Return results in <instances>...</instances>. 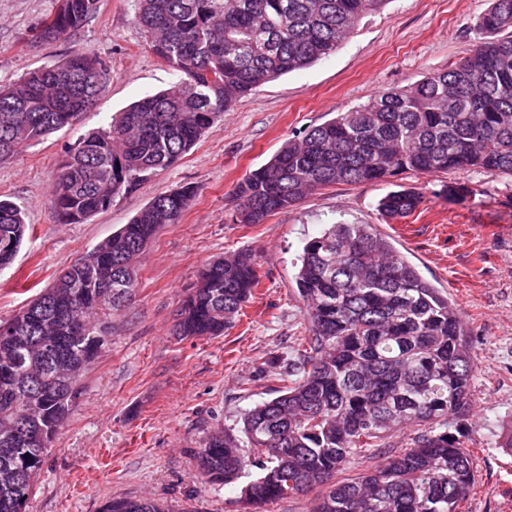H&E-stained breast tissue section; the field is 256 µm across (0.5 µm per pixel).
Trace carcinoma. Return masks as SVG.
<instances>
[{
    "label": "carcinoma",
    "mask_w": 512,
    "mask_h": 512,
    "mask_svg": "<svg viewBox=\"0 0 512 512\" xmlns=\"http://www.w3.org/2000/svg\"><path fill=\"white\" fill-rule=\"evenodd\" d=\"M387 0H139L152 51L180 76L109 127L69 148L53 187L59 223L82 224L175 164L216 118L264 84L333 54ZM99 0H55L44 39L77 31ZM476 41L448 69L391 89L284 144L235 188L232 221L258 224L332 185L404 172L482 170L512 176V0H492ZM109 73L74 54L0 88V160L74 125ZM197 194H160L130 223L64 268L13 318L0 322V512H25L87 366L107 343L108 319L134 295L132 270L157 230L182 220ZM417 193L386 194L388 219L413 213ZM27 230L0 199V270ZM259 283L239 252L200 271L175 334L221 336ZM305 328L280 364L278 395L246 410L239 428L195 452L200 483L246 479L248 512L314 490L313 512H461L477 481L466 437L475 363L448 294L428 283L373 224H332L303 248L295 276ZM406 425L413 446L352 479L356 455ZM102 512H167L154 499L114 497Z\"/></svg>",
    "instance_id": "1"
}]
</instances>
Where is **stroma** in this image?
Listing matches in <instances>:
<instances>
[{"instance_id": "obj_1", "label": "stroma", "mask_w": 512, "mask_h": 512, "mask_svg": "<svg viewBox=\"0 0 512 512\" xmlns=\"http://www.w3.org/2000/svg\"><path fill=\"white\" fill-rule=\"evenodd\" d=\"M490 0H389L363 18L335 53L260 87L223 112L173 166L83 224H62L52 187L67 149L108 125L177 73L150 49L136 22L137 0H100L76 33L53 41L39 28L54 0H0V86L77 53L96 57L110 81L78 124L0 161V197L30 226L0 270V321L23 310L61 269L129 223L154 197L184 186L198 192L180 223L160 227L135 265V297L113 314L107 345L82 381L25 512H102L115 496H147L168 512H241L237 486H204L194 453L215 430L278 388L273 357L293 350L304 323L295 275L305 242L326 225L373 224L447 293L469 331L468 448L478 481L463 512H512V177L484 171L403 174L335 185L305 196L259 224H236L233 190L289 139L368 98L459 61ZM465 184L450 195L449 183ZM421 197L391 220L378 201L396 187ZM247 250L259 286L224 335L182 339L173 325L203 266Z\"/></svg>"}]
</instances>
